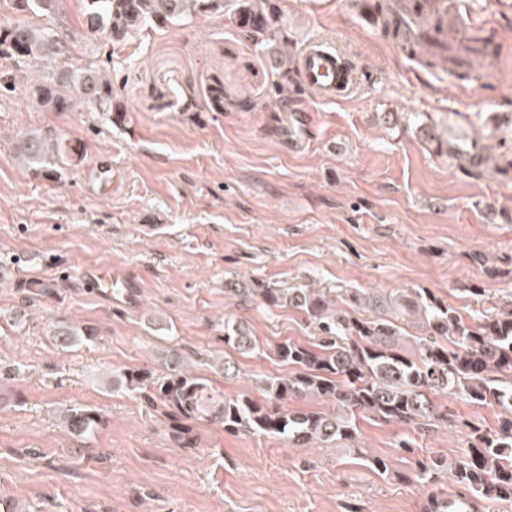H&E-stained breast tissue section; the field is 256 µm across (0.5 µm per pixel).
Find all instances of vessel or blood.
<instances>
[{
	"label": "vessel or blood",
	"instance_id": "b4317fda",
	"mask_svg": "<svg viewBox=\"0 0 512 512\" xmlns=\"http://www.w3.org/2000/svg\"><path fill=\"white\" fill-rule=\"evenodd\" d=\"M393 20L403 34V45L426 47L429 54L439 58L452 59L455 67H464L470 57L482 54L488 64L485 79H492L494 57L486 56L481 43H463L449 46L443 26H425L419 19L417 8L401 0L393 13ZM297 70L302 90L318 95L321 99L332 100L350 92L356 82L355 75L346 67L336 49L321 42H311L302 51ZM82 280L88 288L110 301L129 305L134 292L131 280L99 269L84 271Z\"/></svg>",
	"mask_w": 512,
	"mask_h": 512
}]
</instances>
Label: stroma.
<instances>
[{"label":"stroma","mask_w":512,"mask_h":512,"mask_svg":"<svg viewBox=\"0 0 512 512\" xmlns=\"http://www.w3.org/2000/svg\"><path fill=\"white\" fill-rule=\"evenodd\" d=\"M350 0H279L290 52L319 40L357 74L346 96L298 100L277 90V49L240 36L229 16L196 15L114 46L86 19V0L33 16L67 40L72 67L110 69L125 110L111 121L77 104L39 105L54 65L30 64L0 97V503L16 512H424L404 480L416 460L459 459L468 424L497 427L499 405L448 394L435 404L455 427L413 430L359 422L355 446L293 448L230 433L217 405L263 401L262 379L288 369L275 348L316 341L299 309L272 311L231 295L233 282L279 288H406L468 322L512 308V0H459L468 28L498 34L493 80L463 82L403 52ZM220 99H213L212 90ZM310 113L303 142L294 102ZM493 148L498 167L474 176L423 127ZM51 130L77 149L61 179L14 153L17 133ZM112 170L101 187V167ZM95 267L129 277L138 306L84 286ZM243 322L258 347L224 343ZM93 331L57 344L52 327ZM229 361L231 371L220 368ZM197 377L183 412L113 392L116 370ZM87 406L93 435L60 412ZM410 450H403L402 442ZM389 459L377 472L370 456Z\"/></svg>","instance_id":"35a3bbf8"}]
</instances>
